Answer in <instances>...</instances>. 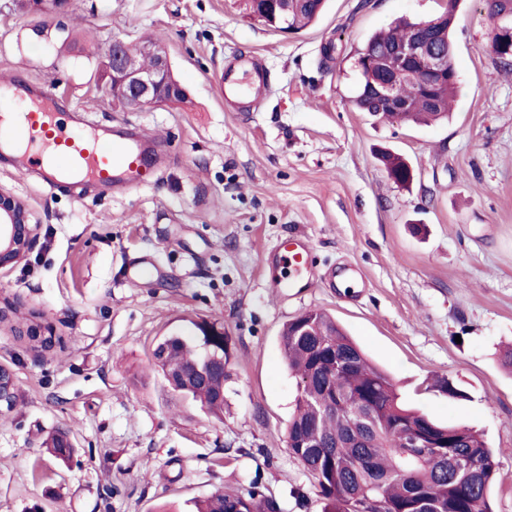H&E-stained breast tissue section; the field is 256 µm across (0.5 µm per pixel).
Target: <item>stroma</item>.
<instances>
[{"label": "stroma", "mask_w": 512, "mask_h": 512, "mask_svg": "<svg viewBox=\"0 0 512 512\" xmlns=\"http://www.w3.org/2000/svg\"><path fill=\"white\" fill-rule=\"evenodd\" d=\"M444 0H329L288 35L248 0H69L37 13L0 0V78L51 83L64 110L135 128L163 146L162 172L136 191L75 199L0 160V189L41 225L32 252L0 269V364L17 405L0 416V512H190L195 500L260 479L281 512H323L291 454L296 380L284 324L310 309L336 318L393 377L405 404L480 430L499 463L491 506L512 512V71L492 62L482 0H459L453 33L461 94L448 120L388 123L353 108L367 39ZM160 39L187 103L125 110L96 100L114 39ZM261 60L259 109L224 104L216 78L233 58ZM414 180L390 179L380 151ZM311 246L317 285L272 288L266 254L291 235ZM148 258L160 278L131 282ZM356 269V288L330 287ZM235 346L224 417L174 391L153 349L195 322ZM51 337L42 350L31 329ZM448 379L457 396L441 391ZM68 433L69 464L43 446Z\"/></svg>", "instance_id": "1"}]
</instances>
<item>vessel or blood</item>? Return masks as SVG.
<instances>
[{
    "label": "vessel or blood",
    "instance_id": "b4317fda",
    "mask_svg": "<svg viewBox=\"0 0 512 512\" xmlns=\"http://www.w3.org/2000/svg\"><path fill=\"white\" fill-rule=\"evenodd\" d=\"M217 85L225 104L236 107H258L269 90L266 73L255 60L225 68ZM0 88L30 103L20 120L0 121V147L15 152L21 176H35L52 185L66 168L76 183L119 185L130 191L146 186L155 175L153 139L128 135L109 124L92 126L78 135L56 111L57 97L49 85L14 79ZM265 263L272 268V282L280 293L296 296L315 285L305 238H293L270 251Z\"/></svg>",
    "mask_w": 512,
    "mask_h": 512
}]
</instances>
